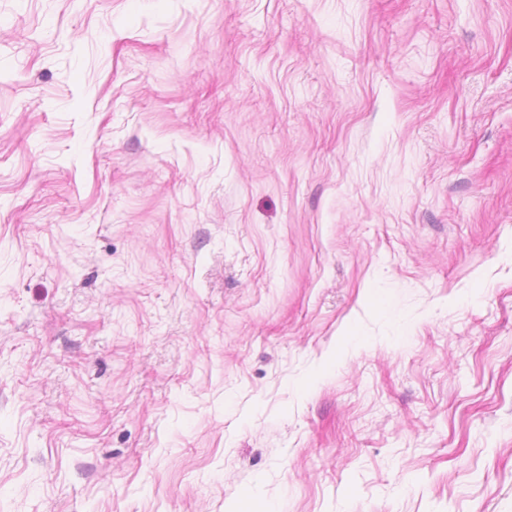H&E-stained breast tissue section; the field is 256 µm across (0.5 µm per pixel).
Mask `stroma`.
Wrapping results in <instances>:
<instances>
[{
  "label": "stroma",
  "mask_w": 512,
  "mask_h": 512,
  "mask_svg": "<svg viewBox=\"0 0 512 512\" xmlns=\"http://www.w3.org/2000/svg\"><path fill=\"white\" fill-rule=\"evenodd\" d=\"M0 512H512V0H0Z\"/></svg>",
  "instance_id": "stroma-1"
}]
</instances>
